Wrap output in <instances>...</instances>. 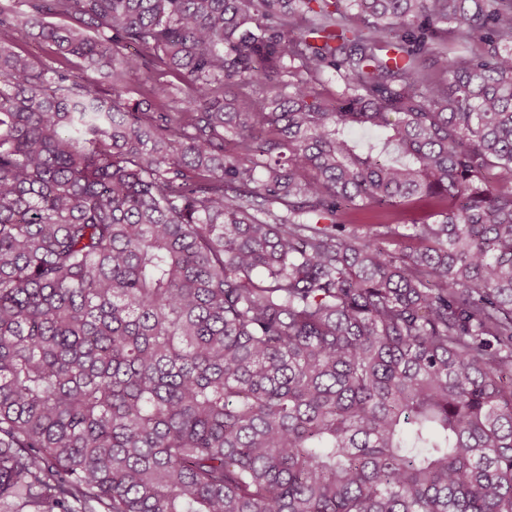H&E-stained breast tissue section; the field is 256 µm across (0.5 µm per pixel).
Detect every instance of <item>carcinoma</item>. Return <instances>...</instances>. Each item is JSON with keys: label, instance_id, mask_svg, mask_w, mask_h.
Masks as SVG:
<instances>
[{"label": "carcinoma", "instance_id": "carcinoma-1", "mask_svg": "<svg viewBox=\"0 0 512 512\" xmlns=\"http://www.w3.org/2000/svg\"><path fill=\"white\" fill-rule=\"evenodd\" d=\"M0 512H512V0H0ZM38 29L23 27L20 33V44L25 51L46 70L47 78L52 76V67H55L50 48L38 37Z\"/></svg>", "mask_w": 512, "mask_h": 512}]
</instances>
